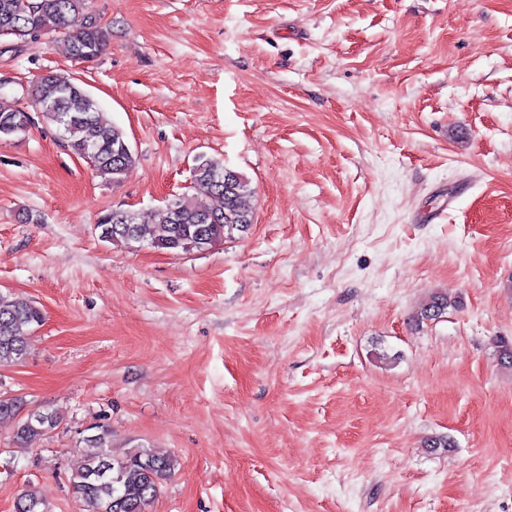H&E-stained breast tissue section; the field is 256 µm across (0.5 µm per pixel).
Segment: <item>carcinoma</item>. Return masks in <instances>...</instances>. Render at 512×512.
<instances>
[{"label":"carcinoma","instance_id":"obj_1","mask_svg":"<svg viewBox=\"0 0 512 512\" xmlns=\"http://www.w3.org/2000/svg\"><path fill=\"white\" fill-rule=\"evenodd\" d=\"M63 37L71 57L91 62L104 51L109 30L89 10V0H0V37L32 42L40 35ZM43 117L56 126L60 137L76 155L88 159L98 176L115 181L135 162L123 151L125 133L105 121L98 103L70 75L46 71L23 88ZM24 113L14 97L0 93V140L29 131L21 122ZM194 194L177 198L147 216L126 210H107L97 221L103 241L131 246L146 243L167 252L204 251L234 232L244 233L253 224L246 200L253 193L249 178L225 167L224 160L200 155L191 168ZM459 302L440 291L430 293L415 314L418 322L443 318ZM42 313L28 299L0 291V366L23 363L30 338ZM498 366L512 371V338L495 340ZM22 398H0V420L15 422L14 441L20 445L41 438L60 424L49 409L24 410ZM83 464L70 476L81 502V512H149L163 482L177 460L144 444L114 450L109 432L82 439ZM15 512H47L39 495L29 489L16 499Z\"/></svg>","mask_w":512,"mask_h":512}]
</instances>
